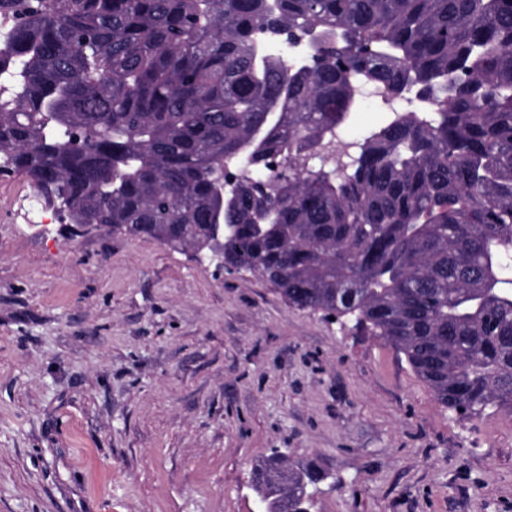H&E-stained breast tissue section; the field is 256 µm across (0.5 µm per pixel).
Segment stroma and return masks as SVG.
I'll return each mask as SVG.
<instances>
[{
    "mask_svg": "<svg viewBox=\"0 0 512 512\" xmlns=\"http://www.w3.org/2000/svg\"><path fill=\"white\" fill-rule=\"evenodd\" d=\"M51 213L0 175V512H254L276 449L325 472L309 512H512V416L446 411L260 277Z\"/></svg>",
    "mask_w": 512,
    "mask_h": 512,
    "instance_id": "35a3bbf8",
    "label": "stroma"
}]
</instances>
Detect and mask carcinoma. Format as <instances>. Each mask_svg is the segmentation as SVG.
I'll use <instances>...</instances> for the list:
<instances>
[{"label":"carcinoma","mask_w":512,"mask_h":512,"mask_svg":"<svg viewBox=\"0 0 512 512\" xmlns=\"http://www.w3.org/2000/svg\"><path fill=\"white\" fill-rule=\"evenodd\" d=\"M1 18L0 167L71 230L183 249L231 225L224 269L382 338L442 408L512 414V0H0ZM364 85L415 109L339 161ZM315 474L276 450L250 487L309 512Z\"/></svg>","instance_id":"cac0c4a2"}]
</instances>
